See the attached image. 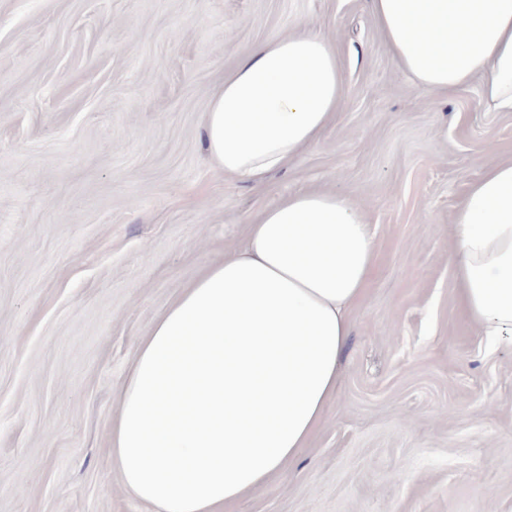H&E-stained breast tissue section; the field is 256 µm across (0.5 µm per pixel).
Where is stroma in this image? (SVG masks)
<instances>
[{
  "mask_svg": "<svg viewBox=\"0 0 512 512\" xmlns=\"http://www.w3.org/2000/svg\"><path fill=\"white\" fill-rule=\"evenodd\" d=\"M300 30L346 95L261 186L201 143L240 57ZM512 159V112L394 65L369 0H0V512H148L112 418L163 309L280 197L347 196L376 242L337 391L296 459L226 512H512V345L459 301L453 213Z\"/></svg>",
  "mask_w": 512,
  "mask_h": 512,
  "instance_id": "stroma-1",
  "label": "stroma"
}]
</instances>
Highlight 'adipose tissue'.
<instances>
[{"instance_id":"ef3b65f1","label":"adipose tissue","mask_w":512,"mask_h":512,"mask_svg":"<svg viewBox=\"0 0 512 512\" xmlns=\"http://www.w3.org/2000/svg\"><path fill=\"white\" fill-rule=\"evenodd\" d=\"M395 66L436 95L478 85L512 112V0H370ZM333 46L305 31L241 57L212 95L204 142L225 176L261 185L315 145L344 99ZM453 274L481 335L512 343V160L453 216ZM375 243L332 191L281 197L176 297L137 347L112 464L152 512H219L294 461L336 392L349 313Z\"/></svg>"}]
</instances>
